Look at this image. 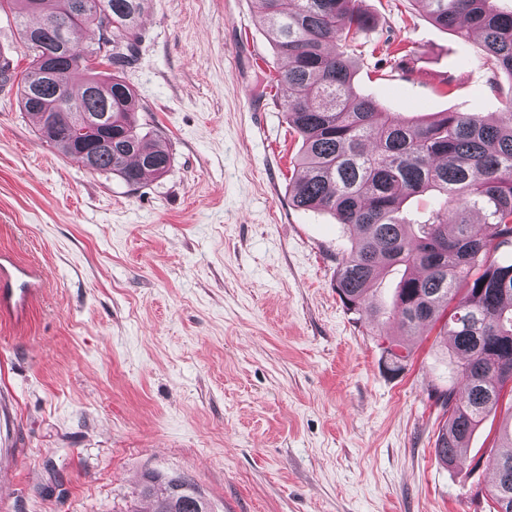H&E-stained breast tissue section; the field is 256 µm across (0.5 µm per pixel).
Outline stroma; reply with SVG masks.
<instances>
[{
  "label": "stroma",
  "instance_id": "stroma-1",
  "mask_svg": "<svg viewBox=\"0 0 512 512\" xmlns=\"http://www.w3.org/2000/svg\"><path fill=\"white\" fill-rule=\"evenodd\" d=\"M377 20L357 89L391 112L500 111L480 51L414 0ZM121 77L170 170L128 186L40 139L0 88V255L38 268L22 317L0 314V512H147V474L192 478L212 512H477L492 474L479 430L435 456L437 330L367 326L336 293L350 231L294 208L300 141L259 94L281 70L257 0H151Z\"/></svg>",
  "mask_w": 512,
  "mask_h": 512
}]
</instances>
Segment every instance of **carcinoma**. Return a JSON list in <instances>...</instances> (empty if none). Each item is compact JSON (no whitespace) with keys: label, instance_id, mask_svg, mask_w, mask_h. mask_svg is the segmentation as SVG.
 <instances>
[{"label":"carcinoma","instance_id":"1","mask_svg":"<svg viewBox=\"0 0 512 512\" xmlns=\"http://www.w3.org/2000/svg\"><path fill=\"white\" fill-rule=\"evenodd\" d=\"M89 10L112 13V54L99 64L120 70L135 60L140 19L149 0H4L17 9L29 66L16 78L0 61V87L17 85V103L32 116L37 132L77 162L80 141L102 138L96 171L112 173L136 186L160 177L173 157L157 139L147 142L135 120L139 103L120 76L85 62L93 44L80 47L74 35L85 29L99 35L93 18L68 22L80 2ZM428 17L462 39L480 35L482 54L469 59L499 89V75L512 79V11L493 0H413ZM268 41L284 61L278 77L263 75V88L289 90L279 103L301 138L300 173L291 204L330 213L353 230L350 253L338 263L336 290L345 305L366 314L375 326L388 316L405 333L421 324L439 326L440 346L448 352V372L461 383L433 388L431 397L447 419L435 440L437 458L451 466L468 450L471 436L490 413L506 404L486 457L494 481L490 512H512V397L505 398L501 366H512V263L500 264L495 252L512 245V93L491 120L468 112H437L414 120L389 112L355 87V63L347 49L376 26L362 0H259ZM56 60L61 81L38 80L46 58ZM62 117L49 124L60 108ZM98 126L84 132V116ZM431 200L421 219L408 217L404 204L417 196ZM482 208V229L466 213ZM402 266L388 308L370 303L374 287L388 269ZM397 341L385 349L389 370L401 372L410 354ZM139 496L151 512H198L204 498L184 475L149 474Z\"/></svg>","mask_w":512,"mask_h":512}]
</instances>
